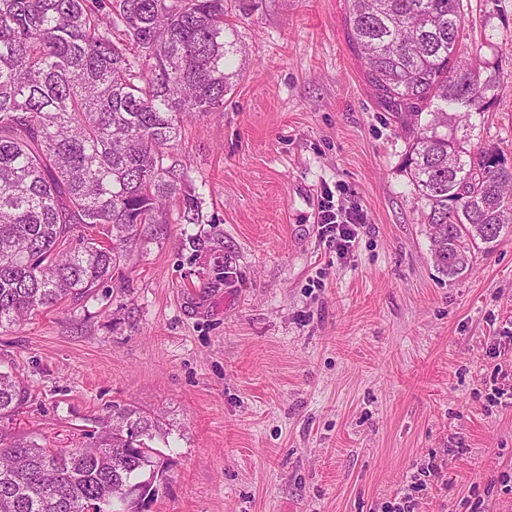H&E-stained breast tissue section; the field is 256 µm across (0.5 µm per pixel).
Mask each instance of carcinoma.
<instances>
[{
	"instance_id": "1",
	"label": "carcinoma",
	"mask_w": 512,
	"mask_h": 512,
	"mask_svg": "<svg viewBox=\"0 0 512 512\" xmlns=\"http://www.w3.org/2000/svg\"><path fill=\"white\" fill-rule=\"evenodd\" d=\"M463 0H349L376 96L404 124L402 168L450 278L512 223V168L457 137L497 76L460 41ZM238 48L224 0H0V328L122 278L133 250L199 223L167 163L184 117L217 112ZM30 397L0 372V512H144L166 485L160 416L112 404L80 448L6 426Z\"/></svg>"
}]
</instances>
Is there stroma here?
I'll list each match as a JSON object with an SVG mask.
<instances>
[{
  "instance_id": "obj_1",
  "label": "stroma",
  "mask_w": 512,
  "mask_h": 512,
  "mask_svg": "<svg viewBox=\"0 0 512 512\" xmlns=\"http://www.w3.org/2000/svg\"><path fill=\"white\" fill-rule=\"evenodd\" d=\"M470 3L462 42L499 88L468 137L512 157V0ZM224 7L241 75L171 153L200 222L0 328L30 389L12 429L67 449L113 404L162 414L173 466L146 512H382L430 463L419 512H512V227L442 276L347 0ZM329 192L367 215L343 257L319 237Z\"/></svg>"
}]
</instances>
